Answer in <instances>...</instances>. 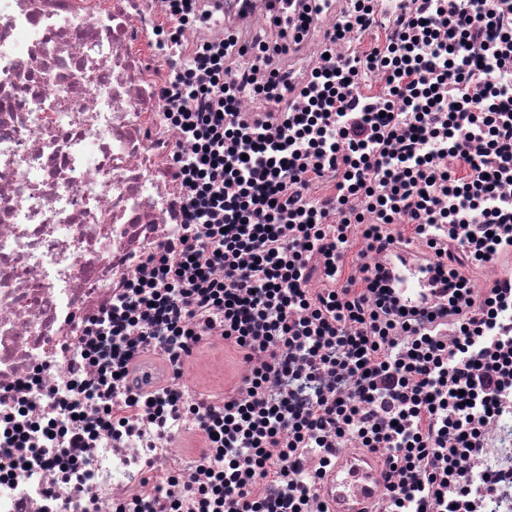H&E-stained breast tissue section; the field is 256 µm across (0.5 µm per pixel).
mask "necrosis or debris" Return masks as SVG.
Here are the masks:
<instances>
[{
	"mask_svg": "<svg viewBox=\"0 0 512 512\" xmlns=\"http://www.w3.org/2000/svg\"><path fill=\"white\" fill-rule=\"evenodd\" d=\"M160 26L159 0H0V391L22 400L0 431L29 432L0 466V512H41L44 492L64 501L77 483L95 512H144L174 482L207 488L225 474L224 460L193 466L157 437L160 419L171 435L193 430L188 412L161 405L99 427L84 394L96 368L70 372L91 342L82 317L183 231L168 165L179 132L159 100L172 68L138 49ZM74 415L90 430L77 466L65 437ZM460 466L499 481L478 512H512L511 408Z\"/></svg>",
	"mask_w": 512,
	"mask_h": 512,
	"instance_id": "obj_1",
	"label": "necrosis or debris"
}]
</instances>
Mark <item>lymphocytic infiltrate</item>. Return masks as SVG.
<instances>
[{"instance_id": "1", "label": "lymphocytic infiltrate", "mask_w": 512, "mask_h": 512, "mask_svg": "<svg viewBox=\"0 0 512 512\" xmlns=\"http://www.w3.org/2000/svg\"><path fill=\"white\" fill-rule=\"evenodd\" d=\"M291 26L252 46L234 34L196 43L160 99L181 141L170 150L181 185L184 230L162 246L156 272L133 277L115 303L86 314L89 346L76 360L101 368L88 396L112 424V386L150 346L192 355L219 331L247 372L215 404L190 406L212 461L230 458L226 485L211 494L222 512H304L312 489L272 497L299 465L292 451L316 445L317 474L344 436L382 459L390 512H476L495 480L463 472L483 428L512 406V281L474 291L459 262L480 265L512 248V0H395L385 35L294 82L282 60L302 47L332 0H300ZM159 44L182 49L186 32L209 22L199 0H164ZM374 0H347L322 52L368 31ZM381 75L377 94L366 75ZM251 88L275 112L242 110ZM192 144L183 151L182 142ZM333 194L313 198L316 182ZM411 223L437 274L454 282L465 313L451 329L394 311L368 264L337 285L352 233L365 249L394 243L392 224ZM223 270V279L213 276ZM327 288L313 291V276ZM336 383L294 397L287 415L265 410L270 377L313 384L328 368ZM247 449L234 460L235 449Z\"/></svg>"}]
</instances>
